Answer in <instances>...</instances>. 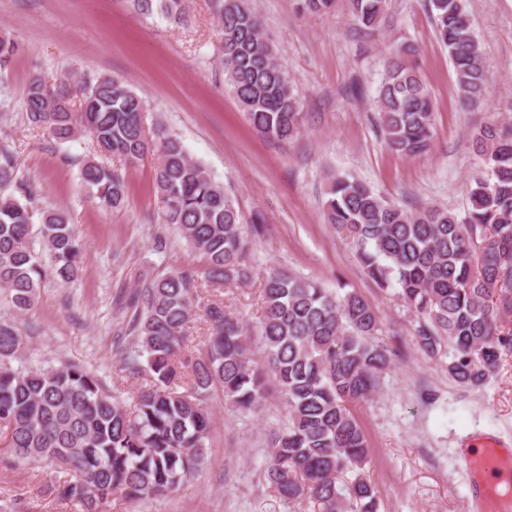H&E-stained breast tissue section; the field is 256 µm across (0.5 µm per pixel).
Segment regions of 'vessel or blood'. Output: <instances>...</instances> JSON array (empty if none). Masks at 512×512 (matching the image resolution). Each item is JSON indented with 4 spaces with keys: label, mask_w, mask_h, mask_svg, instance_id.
I'll use <instances>...</instances> for the list:
<instances>
[{
    "label": "vessel or blood",
    "mask_w": 512,
    "mask_h": 512,
    "mask_svg": "<svg viewBox=\"0 0 512 512\" xmlns=\"http://www.w3.org/2000/svg\"><path fill=\"white\" fill-rule=\"evenodd\" d=\"M508 449L499 447L497 441L482 444L463 457L466 469L470 472L476 488V498L482 512H506L512 506V499L505 495L490 480L491 474L506 464Z\"/></svg>",
    "instance_id": "b4317fda"
}]
</instances>
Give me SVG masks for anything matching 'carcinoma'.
Wrapping results in <instances>:
<instances>
[{
  "instance_id": "cac0c4a2",
  "label": "carcinoma",
  "mask_w": 512,
  "mask_h": 512,
  "mask_svg": "<svg viewBox=\"0 0 512 512\" xmlns=\"http://www.w3.org/2000/svg\"><path fill=\"white\" fill-rule=\"evenodd\" d=\"M141 15L182 20L183 0H131ZM222 43L225 88L261 137L292 141L302 132L298 94L276 60L260 17L246 0H211ZM387 0H298L303 14L343 6L363 28L374 26ZM438 41L448 50L461 106L486 90L484 49L466 0H429ZM389 52L376 91L378 127L386 146L412 157L434 137V104L418 70ZM16 44L0 34V74ZM29 123L60 142L90 136L95 160L80 180L103 206H124L122 168L157 152L155 196L161 223L170 224L204 260L201 268L167 272L118 296L134 314L123 353L129 374L149 373L129 409L85 367L63 362L15 367L23 345L17 326L0 321V439L17 461L66 474L47 485L61 502L103 512L109 500L163 497L199 471L208 455L215 394L244 413L256 411L275 384L288 421L273 433L266 476L288 500H309L317 512H378L375 487L364 471L369 448L350 406L376 393L397 350L379 339L380 319L360 294L337 295L320 283L272 268L262 276L254 332L267 365L253 361L252 336L214 291L253 279L250 235L235 200L179 138L148 134L145 100L119 77L100 74L28 85ZM482 169L468 189L464 215L438 205L407 210L347 176L333 178L323 222L350 239L368 277L398 297L418 319L416 344L428 356L452 350L448 376L479 388L512 351V122L492 121L471 137ZM29 189L14 175V159L0 151V297L21 314L31 308L47 274L62 284L82 272V245L67 214L36 211ZM38 228L50 266L29 245ZM208 325L199 356L184 357L198 318Z\"/></svg>"
}]
</instances>
